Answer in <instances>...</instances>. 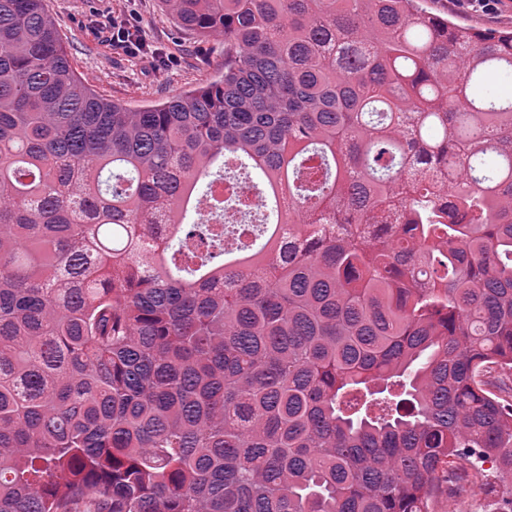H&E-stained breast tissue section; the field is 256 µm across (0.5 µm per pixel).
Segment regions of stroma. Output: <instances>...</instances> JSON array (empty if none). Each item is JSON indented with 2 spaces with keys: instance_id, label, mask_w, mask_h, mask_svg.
<instances>
[{
  "instance_id": "stroma-1",
  "label": "stroma",
  "mask_w": 512,
  "mask_h": 512,
  "mask_svg": "<svg viewBox=\"0 0 512 512\" xmlns=\"http://www.w3.org/2000/svg\"><path fill=\"white\" fill-rule=\"evenodd\" d=\"M74 68L107 98L145 106L175 97L214 79L224 58L220 40L204 39L177 26L159 0H46ZM427 10L452 16L479 30L512 28V0H499L498 15L454 7L452 0H425ZM138 28L154 53L144 60L113 47L108 23ZM489 497L472 488L469 477H448V492L437 498L435 512H487Z\"/></svg>"
}]
</instances>
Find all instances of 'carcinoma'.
Returning <instances> with one entry per match:
<instances>
[{
    "label": "carcinoma",
    "mask_w": 512,
    "mask_h": 512,
    "mask_svg": "<svg viewBox=\"0 0 512 512\" xmlns=\"http://www.w3.org/2000/svg\"><path fill=\"white\" fill-rule=\"evenodd\" d=\"M162 3L224 70L133 109L0 0V512H512V29ZM470 481V477L459 471L448 474V495L437 498L435 512H483L488 509L493 499L481 490L473 489Z\"/></svg>",
    "instance_id": "obj_1"
}]
</instances>
